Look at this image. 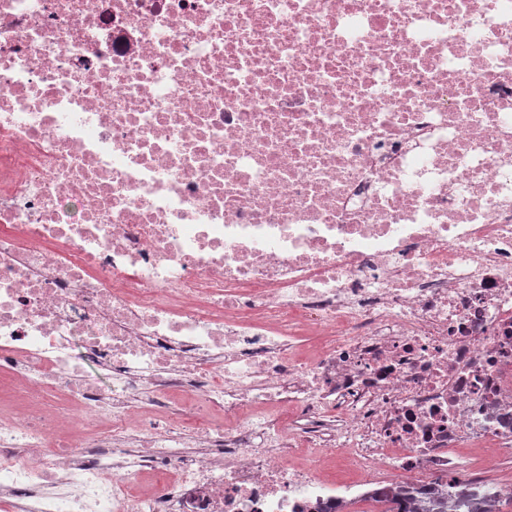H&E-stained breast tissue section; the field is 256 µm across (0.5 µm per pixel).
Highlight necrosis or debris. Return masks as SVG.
<instances>
[{
	"instance_id": "obj_1",
	"label": "necrosis or debris",
	"mask_w": 512,
	"mask_h": 512,
	"mask_svg": "<svg viewBox=\"0 0 512 512\" xmlns=\"http://www.w3.org/2000/svg\"><path fill=\"white\" fill-rule=\"evenodd\" d=\"M465 447L512 451V0H0V512Z\"/></svg>"
}]
</instances>
